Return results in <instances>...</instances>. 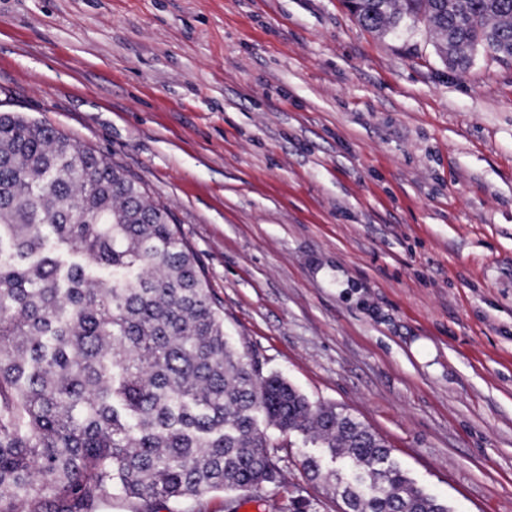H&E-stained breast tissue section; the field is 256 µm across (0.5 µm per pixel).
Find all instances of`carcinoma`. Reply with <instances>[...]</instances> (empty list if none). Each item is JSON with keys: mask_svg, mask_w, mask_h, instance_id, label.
<instances>
[{"mask_svg": "<svg viewBox=\"0 0 512 512\" xmlns=\"http://www.w3.org/2000/svg\"><path fill=\"white\" fill-rule=\"evenodd\" d=\"M381 36L423 22L443 62L512 58V0H344ZM344 473L353 512H450L363 423L312 406L224 335L196 254L141 182L63 132L0 114V512H195L213 492L276 496L256 415Z\"/></svg>", "mask_w": 512, "mask_h": 512, "instance_id": "carcinoma-1", "label": "carcinoma"}]
</instances>
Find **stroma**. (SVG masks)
Returning a JSON list of instances; mask_svg holds the SVG:
<instances>
[{
  "mask_svg": "<svg viewBox=\"0 0 512 512\" xmlns=\"http://www.w3.org/2000/svg\"><path fill=\"white\" fill-rule=\"evenodd\" d=\"M164 205L224 332L451 512H512V62L341 0H0V113ZM279 500L343 512L300 434Z\"/></svg>",
  "mask_w": 512,
  "mask_h": 512,
  "instance_id": "1",
  "label": "stroma"
}]
</instances>
